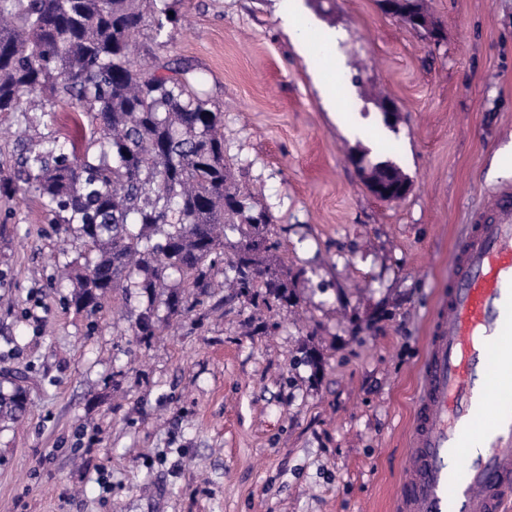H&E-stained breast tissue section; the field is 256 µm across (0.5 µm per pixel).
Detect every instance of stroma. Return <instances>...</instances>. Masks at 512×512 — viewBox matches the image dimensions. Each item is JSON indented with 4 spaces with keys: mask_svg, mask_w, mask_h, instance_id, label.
Wrapping results in <instances>:
<instances>
[{
    "mask_svg": "<svg viewBox=\"0 0 512 512\" xmlns=\"http://www.w3.org/2000/svg\"><path fill=\"white\" fill-rule=\"evenodd\" d=\"M168 41L224 114V153L273 217L286 308L215 290L167 319L163 297L66 303L77 255L33 198L0 190V391L22 374V422L0 419V512H389L430 318L471 214L512 168V0H431L433 44L377 0H300L341 73L363 68L400 110L384 126L357 87L328 112L321 55L282 0H171ZM394 159L408 195H371L349 158ZM154 307L156 334L134 331ZM314 354L318 365L305 364ZM294 1L298 0H289L288 4H285L282 9L281 18L283 26L298 42L310 40L314 31L313 23L310 19L305 22L301 19V14Z\"/></svg>",
    "mask_w": 512,
    "mask_h": 512,
    "instance_id": "obj_1",
    "label": "stroma"
}]
</instances>
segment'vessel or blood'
Masks as SVG:
<instances>
[{
  "mask_svg": "<svg viewBox=\"0 0 512 512\" xmlns=\"http://www.w3.org/2000/svg\"><path fill=\"white\" fill-rule=\"evenodd\" d=\"M471 221L433 318L397 512L512 507V189Z\"/></svg>",
  "mask_w": 512,
  "mask_h": 512,
  "instance_id": "1",
  "label": "vessel or blood"
}]
</instances>
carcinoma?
Instances as JSON below:
<instances>
[{"mask_svg": "<svg viewBox=\"0 0 512 512\" xmlns=\"http://www.w3.org/2000/svg\"><path fill=\"white\" fill-rule=\"evenodd\" d=\"M171 10L168 0H0V113L27 126L66 104L87 118L80 152L51 131L6 180L80 243L66 263L75 281L67 302L79 312L97 313L119 291L152 299L166 287L167 313L180 315L189 310L180 289L206 295L222 262L251 305H288L291 272L274 262L272 217L233 185L224 113L191 67L140 58L141 39L176 21ZM136 325L154 336V309ZM25 410L21 385L0 394L1 418Z\"/></svg>", "mask_w": 512, "mask_h": 512, "instance_id": "obj_1", "label": "carcinoma"}]
</instances>
